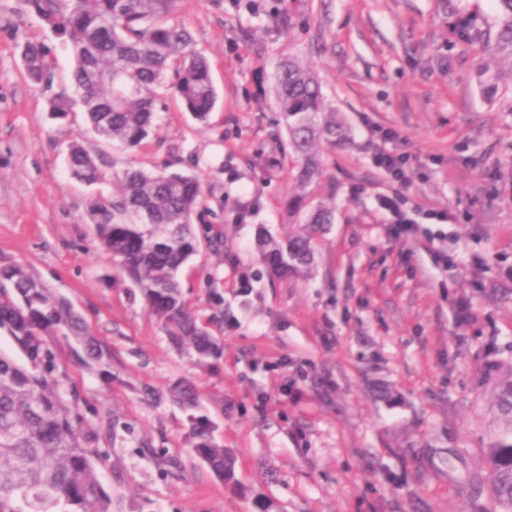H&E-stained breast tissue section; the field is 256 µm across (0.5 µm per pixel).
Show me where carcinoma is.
<instances>
[{"label":"carcinoma","instance_id":"cac0c4a2","mask_svg":"<svg viewBox=\"0 0 512 512\" xmlns=\"http://www.w3.org/2000/svg\"><path fill=\"white\" fill-rule=\"evenodd\" d=\"M498 36L493 58L512 68V0H497ZM73 58L71 88L46 99L45 110L67 120L85 113L91 131L117 151H133L157 131L160 97L172 91L203 121L217 102L208 61L193 48L190 30L178 19L180 0H22ZM25 76L53 87L51 49L27 42L21 51ZM269 95L278 124L288 135L290 178L296 189L286 218L300 229L283 240L260 237L267 267L286 274L310 264L317 233L333 223L335 205L314 200L310 187L323 176V148L347 140L336 112L325 107L321 85L309 65L290 55L279 63ZM67 168L87 185L112 184V193L89 201L82 221L95 228L102 251L115 261L150 313L179 350L205 367L220 352L209 322L187 304L181 268L202 247L192 223L205 208L196 177L128 165L114 169L78 141L68 146ZM23 359L0 352V512H112V492L101 482L100 447L112 431V415L87 420L79 392L61 389L67 378L54 341L79 348L82 363L112 377V352L73 304L52 292L18 263L0 264V332ZM173 401L189 411L190 451L219 479H233L235 454L220 445L214 426L197 415L189 386L172 389ZM494 499L512 512V442L488 449Z\"/></svg>","mask_w":512,"mask_h":512}]
</instances>
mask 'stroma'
<instances>
[{
    "instance_id": "35a3bbf8",
    "label": "stroma",
    "mask_w": 512,
    "mask_h": 512,
    "mask_svg": "<svg viewBox=\"0 0 512 512\" xmlns=\"http://www.w3.org/2000/svg\"><path fill=\"white\" fill-rule=\"evenodd\" d=\"M248 1L182 0L216 106L201 122L166 96L156 135L129 155L84 121L50 119V91L24 77L21 46L53 45L59 85L71 54L20 0H0V262L27 265L112 350L107 384L58 345L65 388L112 412L100 478L118 512H259L262 497L282 512H499L484 463L512 441L499 407L512 383V68L489 54L497 2L252 0L251 11ZM291 52L350 139L325 149L313 188L334 199V223L312 264L278 279L258 234L287 235L293 185L288 136L260 90ZM484 63L499 73L488 92ZM76 139L117 165L131 158L203 183L217 244L180 280L216 318L223 354L211 365L175 349L83 222L94 190L66 169ZM380 149L407 155L406 188L374 165ZM397 190L452 221L394 239L377 199ZM178 384L195 389L234 450V482L190 453L187 415L169 395Z\"/></svg>"
}]
</instances>
